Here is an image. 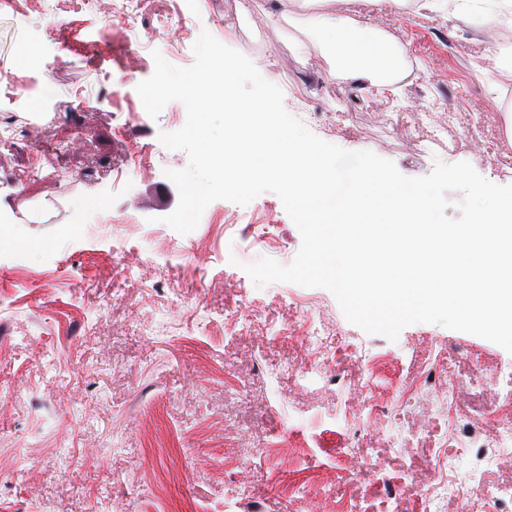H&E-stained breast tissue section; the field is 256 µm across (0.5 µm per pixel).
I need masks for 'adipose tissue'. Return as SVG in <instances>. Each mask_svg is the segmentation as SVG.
Wrapping results in <instances>:
<instances>
[{"instance_id":"obj_1","label":"adipose tissue","mask_w":512,"mask_h":512,"mask_svg":"<svg viewBox=\"0 0 512 512\" xmlns=\"http://www.w3.org/2000/svg\"><path fill=\"white\" fill-rule=\"evenodd\" d=\"M317 2L322 9L305 18L304 32L328 58L329 76L363 78L379 87L394 84L402 78L405 49L370 24L364 12L365 6H387L395 0H355L357 9L350 15L333 9L332 0Z\"/></svg>"}]
</instances>
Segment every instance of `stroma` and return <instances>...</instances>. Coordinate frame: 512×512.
<instances>
[{
  "label": "stroma",
  "mask_w": 512,
  "mask_h": 512,
  "mask_svg": "<svg viewBox=\"0 0 512 512\" xmlns=\"http://www.w3.org/2000/svg\"><path fill=\"white\" fill-rule=\"evenodd\" d=\"M119 6L0 0V122L63 162L31 174L25 154L0 146V512H494L512 451L483 467L473 502L441 482L473 467L468 436L503 433L512 354L428 323L392 341L348 322L326 289L257 286L244 264H290L302 243L279 197L212 202L179 234L161 221L179 200L166 172L188 156L160 136L184 126L185 106L123 136L117 126L154 54L189 66L206 30L320 139L407 177L466 161L508 185L512 82L492 89L488 53L512 54V30L486 43L484 8L376 13L408 50L384 94L329 78L302 9L275 0ZM32 44L50 64L35 95L6 82ZM116 85L124 98L102 104ZM92 199L134 223L100 221ZM255 224L268 239L254 240ZM308 317L319 345L302 337ZM445 385L449 407L435 394Z\"/></svg>",
  "instance_id": "obj_1"
}]
</instances>
